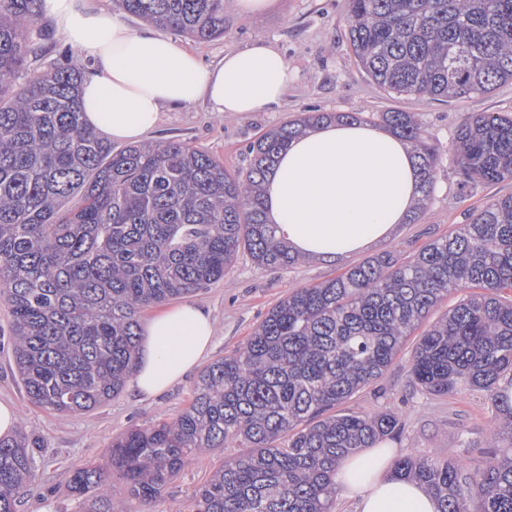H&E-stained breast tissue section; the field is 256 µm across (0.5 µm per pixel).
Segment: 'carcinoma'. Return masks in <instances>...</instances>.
Listing matches in <instances>:
<instances>
[{"label": "carcinoma", "mask_w": 512, "mask_h": 512, "mask_svg": "<svg viewBox=\"0 0 512 512\" xmlns=\"http://www.w3.org/2000/svg\"><path fill=\"white\" fill-rule=\"evenodd\" d=\"M115 7L200 42L224 37V0H115ZM39 0H0V302L20 381L36 406L89 411L133 371L139 317L222 280L245 250L260 268L301 259L267 222L263 185L289 142L353 112L312 109L260 134L230 172L207 151L166 140L121 149L84 119L87 63L66 50L44 75L26 58L45 34ZM358 65L398 97L462 100L512 81V0H348ZM410 145L430 199L445 151L411 112L372 114ZM460 190L512 180V117L468 115L451 143ZM468 294L435 320L453 291ZM512 196L469 213L403 256L382 252L279 301L230 354L205 367L175 419L112 442L128 495L151 501L192 457L240 448L193 493V512H333L340 460L400 436L392 411L336 407L376 382L416 330L411 382L444 396L485 393L489 440L467 455H404L397 475L440 512H512ZM23 428L0 438V512H17L34 476ZM477 454L482 464H471ZM82 512H124L105 472H73Z\"/></svg>", "instance_id": "carcinoma-1"}]
</instances>
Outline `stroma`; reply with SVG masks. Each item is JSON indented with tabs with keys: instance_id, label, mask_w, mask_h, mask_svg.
I'll return each instance as SVG.
<instances>
[{
	"instance_id": "35a3bbf8",
	"label": "stroma",
	"mask_w": 512,
	"mask_h": 512,
	"mask_svg": "<svg viewBox=\"0 0 512 512\" xmlns=\"http://www.w3.org/2000/svg\"><path fill=\"white\" fill-rule=\"evenodd\" d=\"M347 0H270L257 14L241 16L234 0L224 2V36L195 42L181 34L173 40L195 53L203 66L217 63L226 50L242 48L262 37L285 54L293 69V82L282 104L270 111L244 115L218 114L205 102L164 110L150 141L177 140L205 149L225 168L248 165L247 144L266 129L294 118L304 109L324 112H382L397 108L414 113L428 136L450 147L463 118L471 112L512 115V83L462 101H431L415 95L390 97L355 62L345 36ZM451 158L439 167L432 198L418 223L401 225L379 251L416 253L424 244L446 236L463 223L468 210L512 195V180L477 186L460 192ZM350 261H305L292 269L260 268L249 255L239 254L223 281L192 295V303L206 309L215 324L210 349L203 359L211 364L231 353L250 335L268 310L296 289L332 279ZM198 378L190 372L165 394L149 399L123 390L111 401L79 414L58 413L32 404L15 371L8 349H0V400L14 404L27 429L38 438L35 479L18 512H78L67 486L72 472L87 465L110 470L113 438L134 427H147L176 418L190 403ZM347 410L371 413L394 409L401 413L403 435L392 440L395 455L414 454L447 458L463 455L464 445H484L491 407L482 392L437 397L421 391L409 378L408 357L399 355L374 384L356 394ZM217 448L188 460L153 501L123 500L125 512H191L193 492L230 456Z\"/></svg>"
}]
</instances>
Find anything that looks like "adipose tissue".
Listing matches in <instances>:
<instances>
[{"label": "adipose tissue", "mask_w": 512, "mask_h": 512, "mask_svg": "<svg viewBox=\"0 0 512 512\" xmlns=\"http://www.w3.org/2000/svg\"><path fill=\"white\" fill-rule=\"evenodd\" d=\"M60 37L89 59L82 80L87 124L104 136L138 142L164 108L207 101L212 111L260 112L280 104L292 79L271 43L253 40L214 66L150 28L134 30L87 0H42ZM266 213L293 253L333 263L388 240L419 205V175L409 147L359 122L307 128L291 142L264 187ZM214 322L194 304L146 326L130 387L153 398L184 379L209 349ZM386 448L344 459L336 486L355 512H439L423 485L398 478Z\"/></svg>", "instance_id": "ef3b65f1"}]
</instances>
